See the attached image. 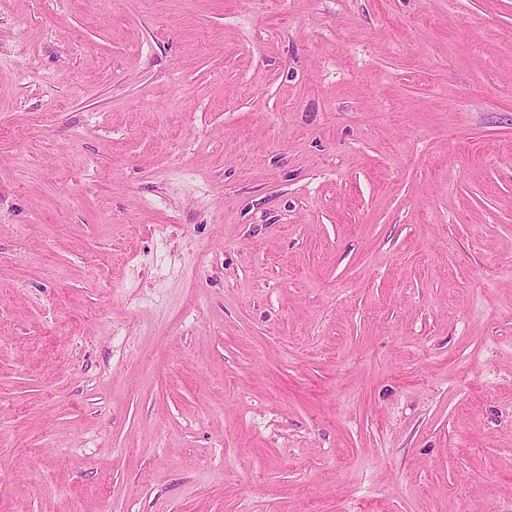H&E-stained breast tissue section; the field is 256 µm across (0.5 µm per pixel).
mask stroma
Segmentation results:
<instances>
[{
    "label": "stroma",
    "mask_w": 512,
    "mask_h": 512,
    "mask_svg": "<svg viewBox=\"0 0 512 512\" xmlns=\"http://www.w3.org/2000/svg\"><path fill=\"white\" fill-rule=\"evenodd\" d=\"M0 512H512V0H0Z\"/></svg>",
    "instance_id": "obj_1"
}]
</instances>
